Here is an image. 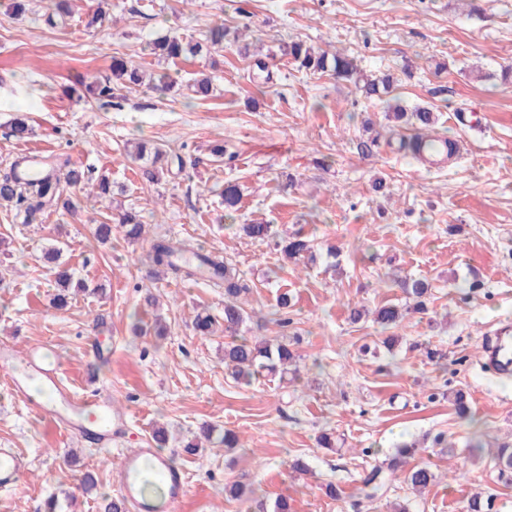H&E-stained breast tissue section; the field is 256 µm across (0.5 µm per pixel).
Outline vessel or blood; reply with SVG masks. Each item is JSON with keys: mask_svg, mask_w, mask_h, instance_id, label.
<instances>
[{"mask_svg": "<svg viewBox=\"0 0 512 512\" xmlns=\"http://www.w3.org/2000/svg\"><path fill=\"white\" fill-rule=\"evenodd\" d=\"M512 326L504 324L490 331L482 344L483 362L495 373L512 375V345L505 335ZM0 360L19 366L13 378L16 390L27 393L28 382L41 380L57 386L60 367L43 351L28 350L17 355L13 349L0 350ZM33 408L51 419L72 435L85 433L94 427L103 446H111L124 434L129 422L125 412L118 410L104 393L81 396L60 390L53 406L34 403ZM27 468L24 457L10 448H0V488L17 486ZM115 480L132 512H173L187 492V478L183 469L176 467L154 447L143 446L121 456L114 469Z\"/></svg>", "mask_w": 512, "mask_h": 512, "instance_id": "1", "label": "vessel or blood"}]
</instances>
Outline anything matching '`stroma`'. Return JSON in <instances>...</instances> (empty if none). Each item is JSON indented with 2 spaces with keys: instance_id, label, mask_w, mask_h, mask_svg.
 <instances>
[{
  "instance_id": "obj_1",
  "label": "stroma",
  "mask_w": 512,
  "mask_h": 512,
  "mask_svg": "<svg viewBox=\"0 0 512 512\" xmlns=\"http://www.w3.org/2000/svg\"><path fill=\"white\" fill-rule=\"evenodd\" d=\"M47 2L32 0L17 16L0 0V175L34 151L93 179L65 186L78 200L72 214L50 207L29 223L0 207V347L43 348L80 394L95 377L131 422L112 448L68 436L29 411L0 368V448L27 460L18 486L0 489V512H45L52 496L62 512H103V496L120 495V453L161 426L166 454L188 477L177 512H273L283 495L294 512H389L395 503L467 512L476 494L492 497L493 512H512V484L494 462L512 443V377L486 369L480 355L485 333L512 320V77L502 75L512 64V0H110L109 21L91 29L84 0L57 28L42 17ZM218 20L241 33L249 54L233 43L174 61L152 51L165 34L204 39ZM298 39L390 74L400 105L432 108L437 131L462 143L458 159L437 168L413 161L399 140L414 127L348 83L299 70L282 53ZM116 56L167 72L177 90L143 86L105 107L70 94L78 80L109 75ZM258 58L269 83L257 77ZM201 72L213 80L204 100L188 89ZM17 112L31 127L22 141L8 135ZM143 140L182 168L149 182L125 152ZM217 145L224 160L210 154ZM102 174L120 188L113 198L98 195ZM379 180L386 190H375ZM228 182L241 194L230 218ZM126 210L139 214L143 238L95 241V225ZM242 224L270 225L271 235L249 238ZM298 230L314 243L313 264L289 262L276 247ZM160 239L235 265L249 287L244 334L295 340L297 381L266 375L244 387L225 373L223 332L203 337L192 327L203 310L223 319L224 291L154 273L148 255ZM59 242L62 262L88 286L62 310L50 303L56 285L39 259ZM415 279L431 285L426 311L381 331L375 310L404 305L403 285ZM284 294L285 327L276 315ZM355 308L364 311L356 322ZM459 390L464 416L453 402ZM205 424L234 430L239 448L187 453ZM324 434L333 447L320 446ZM439 434L449 452L434 444ZM406 441L419 445L408 466L429 464L435 483L419 493L391 479L363 497L362 479L387 469ZM296 458L307 474L291 473ZM87 473L97 493H77ZM237 482L251 489L248 501L230 497Z\"/></svg>"
}]
</instances>
